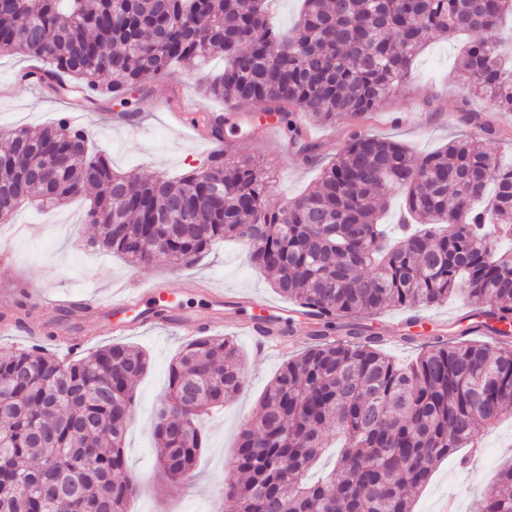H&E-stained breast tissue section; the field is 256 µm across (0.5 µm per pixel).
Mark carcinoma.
I'll list each match as a JSON object with an SVG mask.
<instances>
[{"label": "carcinoma", "mask_w": 512, "mask_h": 512, "mask_svg": "<svg viewBox=\"0 0 512 512\" xmlns=\"http://www.w3.org/2000/svg\"><path fill=\"white\" fill-rule=\"evenodd\" d=\"M266 0H0V51L44 65L36 78L85 106L121 107L149 78L190 59L224 57L205 97L247 102L276 117L304 158L306 122L351 132L316 186L271 209L267 170L219 151L177 179L139 181L112 169L88 133L58 116L16 129L0 158V221L27 200L50 207L95 191L84 223L134 265L163 254L192 265L222 240L244 243L272 287L329 316L285 361L238 438V512H413L412 493L476 429L512 415V334L492 341L437 335L401 364L361 324L389 307L419 309L465 296L473 311L512 319V166L483 143L500 130L463 101L473 133L426 154L369 133L378 103L410 77L429 42L463 32L460 80L512 112V64L498 38L512 0H303L293 33L269 27ZM404 214L386 236L385 194ZM148 355L114 342L61 360L36 345L0 352V512H128L134 386ZM233 338L196 336L172 359L168 410L155 423L157 460L176 487L201 448L202 418L242 390ZM335 466L309 477L329 439ZM470 512H512V466Z\"/></svg>", "instance_id": "cac0c4a2"}]
</instances>
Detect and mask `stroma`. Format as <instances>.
I'll return each instance as SVG.
<instances>
[{
	"label": "stroma",
	"mask_w": 512,
	"mask_h": 512,
	"mask_svg": "<svg viewBox=\"0 0 512 512\" xmlns=\"http://www.w3.org/2000/svg\"><path fill=\"white\" fill-rule=\"evenodd\" d=\"M462 43L458 37L438 40L425 48L406 83L380 103V119L372 125V132L405 143L419 154L436 150L460 135L462 126L456 112L467 92L455 75ZM28 66L23 56L0 52V135L17 128L43 126L68 106L67 100L50 89L20 79V72ZM223 68L220 56L204 66L183 63L173 74L150 79L143 89L133 92L129 109L138 115L136 124L114 125L112 117L121 108L103 102L83 109L81 126L95 147L107 152L115 171L135 172L144 178L181 176L201 166L217 144L179 128L171 118L170 107L179 102L203 105L205 84ZM346 134L342 122L312 125L310 138L318 149L307 161L290 147L283 133L257 137L243 126L225 131L224 141L230 154L248 156L267 166L272 176L267 204L277 208L314 187L322 167L335 156ZM89 204L86 197L52 209L32 202L23 206L11 223H0V289L25 278L40 281L50 298L77 291L98 295L105 301L113 289L139 281L165 279L171 288L178 289L184 280L201 277L216 288L243 291L259 300L284 305V298L275 293L268 276L251 265L246 249L232 242L217 243L193 265L182 268L163 258L137 267L91 247L94 227L81 221ZM403 314L402 308L391 307L369 320L385 339L384 351L399 361L413 355L398 325ZM211 333L235 339L245 356L247 380L222 412L205 418L206 446L191 483L180 487L167 485L157 471L153 421L165 406L168 368L184 340L162 326L126 339L127 344L145 350L150 360L136 386V408L125 448L129 471L140 486L130 512H212L216 498L221 501V512H236L233 501L224 498L222 492L234 479L231 460L237 437L256 416L262 395L288 354L258 352L251 338L233 327L218 325ZM478 438L482 448L476 462L464 468L451 458L438 465L417 495L414 512H442L448 500L455 502L456 512H469L471 502L481 495L497 470L512 462V417L494 428L480 430Z\"/></svg>",
	"instance_id": "obj_1"
}]
</instances>
